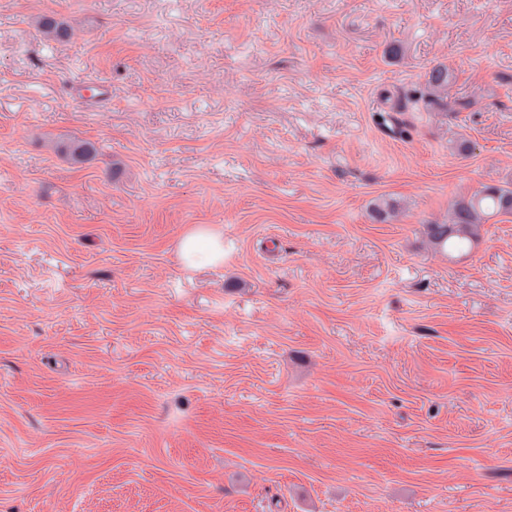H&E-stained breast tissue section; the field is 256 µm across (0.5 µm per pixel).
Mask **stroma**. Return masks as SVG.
<instances>
[{"mask_svg":"<svg viewBox=\"0 0 512 512\" xmlns=\"http://www.w3.org/2000/svg\"><path fill=\"white\" fill-rule=\"evenodd\" d=\"M509 184L512 0H0V512H512ZM452 82V74L445 67H435L429 71L426 81L427 103L431 107H439L443 112H454L451 108H447L444 103L449 98L448 87ZM505 214H512V187L486 186L469 197L455 200L443 218L430 220L428 238H446L449 256L451 250L478 241L484 225L494 216ZM179 253L188 269L224 266V237L212 226H196L180 239Z\"/></svg>","mask_w":512,"mask_h":512,"instance_id":"35a3bbf8","label":"stroma"}]
</instances>
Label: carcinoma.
<instances>
[{
	"mask_svg": "<svg viewBox=\"0 0 512 512\" xmlns=\"http://www.w3.org/2000/svg\"><path fill=\"white\" fill-rule=\"evenodd\" d=\"M452 74L445 67L429 71L426 81L427 103L447 112L446 100ZM64 150L73 160L78 161L97 151V147L86 140H74ZM512 214V187L486 186L468 197L455 200L443 218L427 224L428 238L448 241V250L459 249L466 243H473L482 237L484 225L498 215Z\"/></svg>",
	"mask_w": 512,
	"mask_h": 512,
	"instance_id": "obj_1",
	"label": "carcinoma"
}]
</instances>
